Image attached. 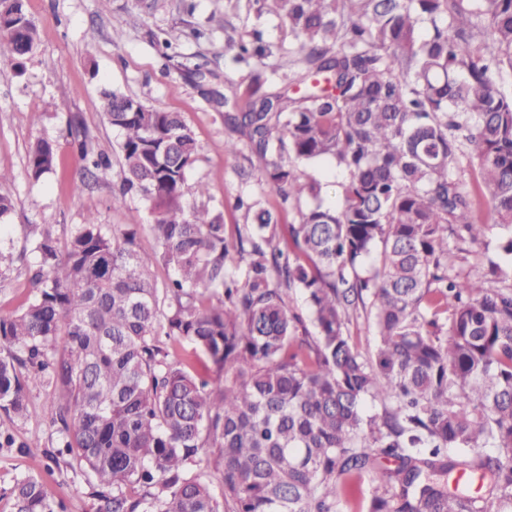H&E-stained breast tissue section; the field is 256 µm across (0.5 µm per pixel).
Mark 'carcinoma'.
I'll return each mask as SVG.
<instances>
[{
	"instance_id": "carcinoma-1",
	"label": "carcinoma",
	"mask_w": 512,
	"mask_h": 512,
	"mask_svg": "<svg viewBox=\"0 0 512 512\" xmlns=\"http://www.w3.org/2000/svg\"><path fill=\"white\" fill-rule=\"evenodd\" d=\"M255 2L288 24V74L263 72L224 122L281 209L238 198L228 241L183 200L198 147L181 113L104 92L158 251L92 217L63 249L39 235L32 295L0 317V410L26 419L29 386L53 392L51 456L89 476L97 512H341L339 486L365 477L368 512H512V265H465L492 226L512 256V0ZM252 37L236 61L265 56ZM35 45L22 0H0V60ZM75 138L102 179L109 160ZM327 159L338 206L304 171ZM55 164L50 142L29 147L30 178ZM361 313L370 353L349 335ZM183 342L193 356L172 359ZM11 495L64 512L36 476Z\"/></svg>"
}]
</instances>
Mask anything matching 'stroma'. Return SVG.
Returning a JSON list of instances; mask_svg holds the SVG:
<instances>
[{"mask_svg":"<svg viewBox=\"0 0 512 512\" xmlns=\"http://www.w3.org/2000/svg\"><path fill=\"white\" fill-rule=\"evenodd\" d=\"M24 7L36 26V48L22 64L0 61V170L6 174L0 195L13 203L0 221V251L12 257L0 271V316L18 311L31 295L29 268L36 252L30 225H41L63 245L74 225L91 214L119 232L140 225L141 251L157 249L145 229L153 221L151 211L137 195L121 191L120 136L101 109L103 91L117 89L149 107L183 114L198 144L184 198L221 213L227 239H235L244 222L237 197L278 204L268 186L241 175L244 159L229 149L239 137L224 124L222 100L246 106L257 75L286 66L292 40L286 23L272 14L256 15L251 0H24ZM256 28L263 32L266 57L234 63L226 39L250 40ZM76 125L113 168L108 179L80 193L73 185L86 174L71 135ZM38 138L54 146L57 167L34 181L26 163ZM51 399L50 390L34 385L28 401L35 416L17 420L0 411V427L17 442L0 448V512H14L10 489L29 475L50 481L66 512L97 510L84 471L42 452L54 435L41 414ZM35 436L40 447L19 450L20 442Z\"/></svg>","mask_w":512,"mask_h":512,"instance_id":"1","label":"stroma"}]
</instances>
